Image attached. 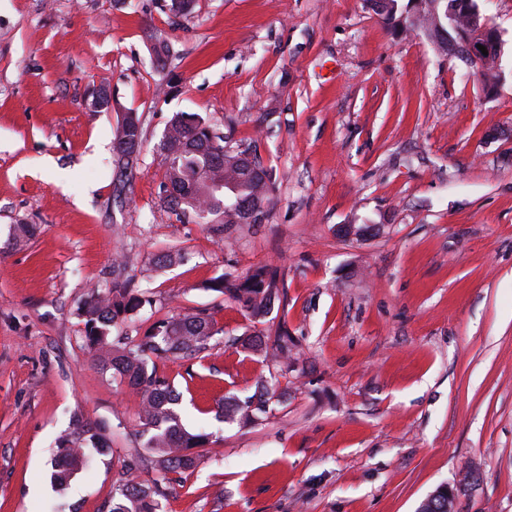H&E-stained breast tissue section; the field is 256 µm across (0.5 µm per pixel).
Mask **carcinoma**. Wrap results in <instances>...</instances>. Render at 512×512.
Listing matches in <instances>:
<instances>
[{"label": "carcinoma", "mask_w": 512, "mask_h": 512, "mask_svg": "<svg viewBox=\"0 0 512 512\" xmlns=\"http://www.w3.org/2000/svg\"><path fill=\"white\" fill-rule=\"evenodd\" d=\"M372 11L395 32L420 31L435 49L452 58L467 60L465 44L476 27L484 21L478 0H366ZM489 91L497 88L501 78L500 61L494 54L485 56L480 72ZM115 135L123 137L130 147L142 153L144 133L141 117L128 112L119 122ZM167 150L160 153L165 165L164 180L159 185L161 206L176 219L189 218L196 224L210 225L214 236L230 241L224 230L235 224H263L274 206L272 170L257 161L251 168L243 155L251 149L234 148L224 141L206 118L195 112H178L163 132ZM140 157L124 160L112 157L116 174L114 196L123 197L127 174L138 165ZM232 184L226 192H216L207 182ZM248 202L251 212H242L225 201V196ZM128 261L119 254L112 261V286L102 290L94 287L88 293L81 315L85 339L95 352V361L105 371L127 382L139 396L143 447L147 454L137 456L124 465V479L112 496L110 512H155L156 497L163 495L156 484L136 480V471L150 467L165 475L186 472L196 467L199 455L195 448H208L217 443L213 434L191 432L180 422L174 409L178 402L176 390L167 379L158 376L152 358L201 360L219 344L224 329L213 317L198 311L173 315L159 321L152 333L138 343L117 332L108 339L112 329L137 316L153 300L146 293L131 287L125 276ZM204 288L234 300L254 323L262 322L278 298L276 272L257 268L244 276L225 274L209 280ZM241 345L252 351L266 350L267 337L245 332ZM288 329L282 328L274 341L273 356L280 371H288L291 347ZM276 377L257 383L256 393L244 401L226 402L221 412L242 424H252L271 411L277 395ZM57 457L53 482L62 490L76 471L97 455L110 450L105 427L76 418L69 431L57 439Z\"/></svg>", "instance_id": "obj_1"}]
</instances>
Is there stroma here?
<instances>
[{
    "label": "stroma",
    "instance_id": "obj_1",
    "mask_svg": "<svg viewBox=\"0 0 512 512\" xmlns=\"http://www.w3.org/2000/svg\"><path fill=\"white\" fill-rule=\"evenodd\" d=\"M480 10L505 43L490 97L365 0H195L176 27L164 0H0V512H107L142 451L138 399L95 364L80 314L118 251L155 300L132 340L188 311L224 329L204 360L157 363L185 427L219 439L172 475L161 512H416L443 484L457 512H512V0ZM103 85L111 105L93 108ZM127 112L145 146L119 207ZM178 112L275 172L268 222L232 244L160 207L155 146ZM19 224L38 231L16 239ZM167 252L185 259L157 266ZM263 266L285 295L257 327L287 326L294 364L267 417L221 422L217 402L275 368L205 284ZM76 416L106 424L112 451L60 491L51 458ZM117 136L124 137L127 142L130 143V148H136L137 150V156L131 160L129 158L124 160L114 154L112 157V166L116 174V179L113 183L114 196L122 202V197L127 186L125 178L127 177V174L131 173L138 165L144 145V133L140 116L134 112L126 113L116 128L115 137ZM120 137L114 139V148L116 153H121L128 147L125 139Z\"/></svg>",
    "mask_w": 512,
    "mask_h": 512
}]
</instances>
